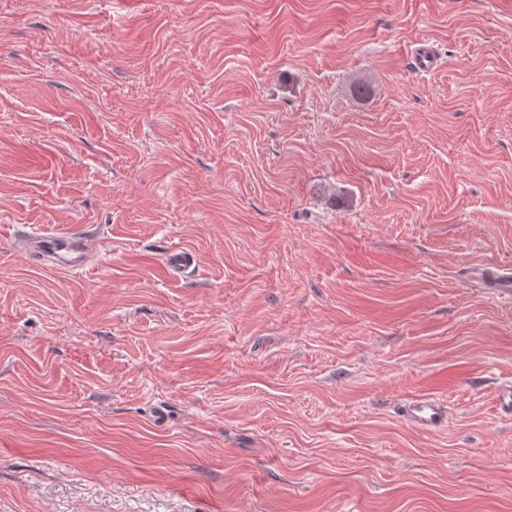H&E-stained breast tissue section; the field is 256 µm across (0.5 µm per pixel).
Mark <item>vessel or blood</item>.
Masks as SVG:
<instances>
[{"label":"vessel or blood","mask_w":512,"mask_h":512,"mask_svg":"<svg viewBox=\"0 0 512 512\" xmlns=\"http://www.w3.org/2000/svg\"><path fill=\"white\" fill-rule=\"evenodd\" d=\"M21 241L28 254L50 258L54 269L64 273H82L94 254V240L86 232H27ZM164 265L170 275L178 276L194 269L195 256L187 248L175 247L165 255ZM404 417L419 428L432 430L445 422L446 407L440 399L422 396L405 406Z\"/></svg>","instance_id":"obj_1"}]
</instances>
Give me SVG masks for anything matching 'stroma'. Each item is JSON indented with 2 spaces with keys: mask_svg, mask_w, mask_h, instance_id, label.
I'll return each instance as SVG.
<instances>
[{
  "mask_svg": "<svg viewBox=\"0 0 512 512\" xmlns=\"http://www.w3.org/2000/svg\"><path fill=\"white\" fill-rule=\"evenodd\" d=\"M487 266L512 0H0V512H512ZM25 251L34 256L52 259L51 268L71 274L90 267L94 240L88 232H31L19 235ZM164 265L171 276L177 277L195 268V256L187 248L173 247L165 255ZM404 418L426 430L441 426L446 420V407L438 398L422 396L410 401L404 408Z\"/></svg>",
  "mask_w": 512,
  "mask_h": 512,
  "instance_id": "35a3bbf8",
  "label": "stroma"
}]
</instances>
